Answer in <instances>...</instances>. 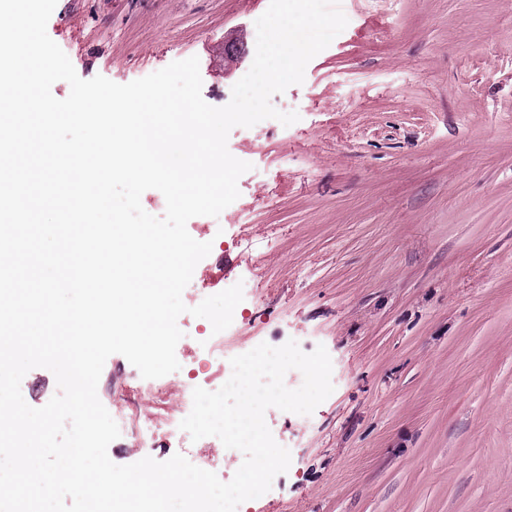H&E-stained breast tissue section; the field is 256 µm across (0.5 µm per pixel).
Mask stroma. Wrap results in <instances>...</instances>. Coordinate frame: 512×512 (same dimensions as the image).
Listing matches in <instances>:
<instances>
[{"mask_svg": "<svg viewBox=\"0 0 512 512\" xmlns=\"http://www.w3.org/2000/svg\"><path fill=\"white\" fill-rule=\"evenodd\" d=\"M269 0H57L47 33L84 79L198 57L226 105ZM346 28L235 127L239 198L190 219L224 353L324 345L332 394L269 409L291 464L240 512H512V0H341ZM247 32L235 63L226 43Z\"/></svg>", "mask_w": 512, "mask_h": 512, "instance_id": "obj_1", "label": "stroma"}]
</instances>
